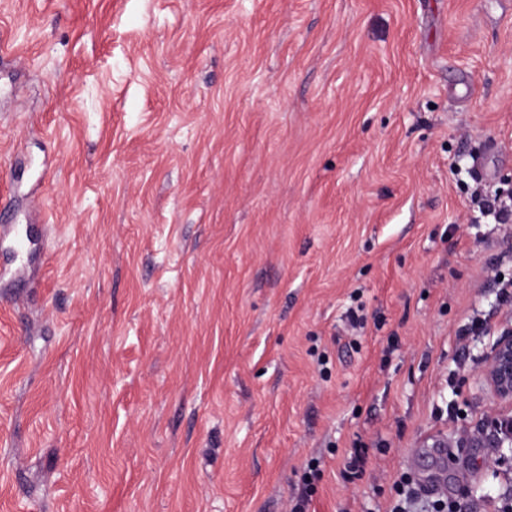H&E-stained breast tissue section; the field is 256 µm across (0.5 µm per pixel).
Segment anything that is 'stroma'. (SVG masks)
<instances>
[{
    "instance_id": "stroma-1",
    "label": "stroma",
    "mask_w": 512,
    "mask_h": 512,
    "mask_svg": "<svg viewBox=\"0 0 512 512\" xmlns=\"http://www.w3.org/2000/svg\"><path fill=\"white\" fill-rule=\"evenodd\" d=\"M477 183L512 0H0V512H288L314 459L308 512L512 499L457 444L512 414ZM480 375L499 400L512 401V332L499 339Z\"/></svg>"
}]
</instances>
